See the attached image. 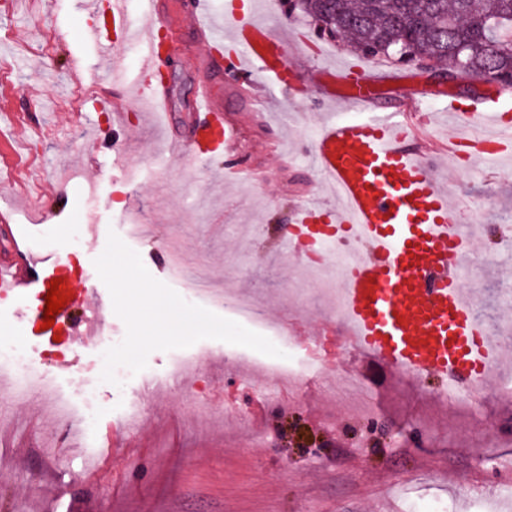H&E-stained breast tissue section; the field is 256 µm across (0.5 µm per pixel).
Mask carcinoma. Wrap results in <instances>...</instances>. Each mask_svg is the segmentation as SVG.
Returning <instances> with one entry per match:
<instances>
[{"label": "carcinoma", "instance_id": "cac0c4a2", "mask_svg": "<svg viewBox=\"0 0 512 512\" xmlns=\"http://www.w3.org/2000/svg\"><path fill=\"white\" fill-rule=\"evenodd\" d=\"M301 12L355 48L412 37L447 78L467 60L470 75L512 68V46L489 28L495 19L512 28V0H302Z\"/></svg>", "mask_w": 512, "mask_h": 512}]
</instances>
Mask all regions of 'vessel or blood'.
Returning <instances> with one entry per match:
<instances>
[{"label": "vessel or blood", "instance_id": "b4317fda", "mask_svg": "<svg viewBox=\"0 0 512 512\" xmlns=\"http://www.w3.org/2000/svg\"><path fill=\"white\" fill-rule=\"evenodd\" d=\"M153 21L135 26L125 17V0H111L110 19L119 39L141 47V71L157 65L156 31L178 35L184 19L198 51L195 55L194 112L187 134L176 140L177 152L202 145H223L224 169L240 173L234 159L239 133L224 122V98L218 80L224 59L214 48L225 44L235 67L250 65L280 89L288 87L286 41L257 15L263 0H225L224 22L212 20L204 0H187L181 13L161 14L156 0H145ZM86 40L111 61L110 79L124 84L125 70L113 61L112 46L99 28H88ZM323 89L329 97L363 106L381 81L363 68L325 70ZM500 90L490 89L467 107L449 99L451 112H465L470 127L493 120L506 128L498 111ZM409 125L396 116L348 118L333 114L320 125L309 155L336 200L333 223L319 221L318 204H304L298 224L288 230L290 250H314L326 240L350 246V258L339 278L343 294L341 327L346 353L354 360L388 365L402 379L432 376L442 389L480 384L501 359V341L487 336L476 316L477 299L462 286L471 263L472 241L457 223L458 210L448 201L432 160L409 150ZM14 259L0 262V293L33 289L44 301L52 279L61 277L59 260L33 258L28 246L13 245Z\"/></svg>", "mask_w": 512, "mask_h": 512}]
</instances>
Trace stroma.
Here are the masks:
<instances>
[{"instance_id":"stroma-1","label":"stroma","mask_w":512,"mask_h":512,"mask_svg":"<svg viewBox=\"0 0 512 512\" xmlns=\"http://www.w3.org/2000/svg\"><path fill=\"white\" fill-rule=\"evenodd\" d=\"M92 0H0V210L15 209V225L0 223V260L10 239H29L35 256L74 261L81 294L97 306L101 327L115 338L111 351L73 336L75 314L54 335L36 329L33 293L0 296V337L11 339L80 401L98 386L97 430L88 441L68 433L69 419L54 416L42 395L31 393L0 410V512H407L410 497L434 494L453 512H479L480 503L512 512V413L499 403L487 411L498 423L487 445L467 409L422 396L398 383L375 362L356 367L365 390L336 394L318 382L294 390L290 403L260 401L264 374L249 381L239 357L224 353L235 335L231 306L211 312L187 309L190 275L205 273L212 292L250 283L248 296L304 324L307 335L333 329L321 277L307 260L283 256L282 229L303 201L324 191L322 176L307 164L314 121L340 110L324 99L320 70L365 62L385 79L376 112H406L427 101L429 122L411 133L415 151L440 156L438 178L459 206L482 221L488 254L500 252L502 229L512 226V156L497 168L452 159L436 132L448 119L446 95L468 102L485 84L461 73L439 83L414 66L362 59L347 42L323 35L302 13L287 14L282 0H267L265 21L289 40L293 88L282 92L257 73L224 75V120L240 129L237 153L251 181L224 182V156L172 152L193 113L194 59L190 45L171 54L175 111L170 126L135 102L146 99L141 51L115 40L112 23L89 13ZM100 27L126 69L125 85H111L87 25ZM56 35L53 56L39 54L43 31ZM98 88L121 111L84 102L77 87ZM150 209L145 235L129 236L126 214ZM120 251L146 282L168 320L163 332L139 340L138 322L121 305L122 284L107 272ZM466 288L478 290L484 319L498 321L512 276L475 267ZM201 339L196 369L165 380L171 342ZM129 359L162 376L158 391L138 380L112 381L110 360ZM138 400L136 425L119 415L122 400ZM377 402L373 421L363 409ZM264 403L265 422L251 417ZM266 441L251 447L254 432Z\"/></svg>"}]
</instances>
